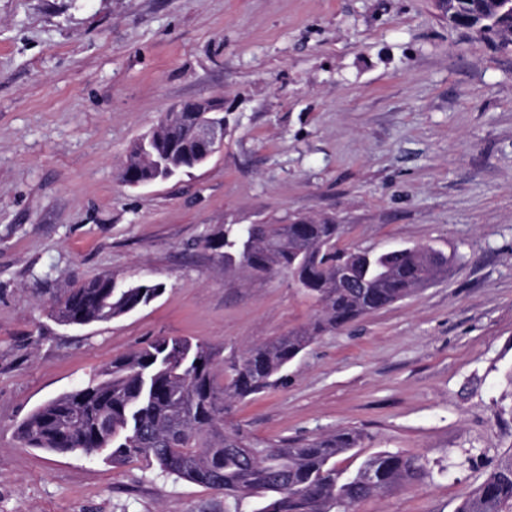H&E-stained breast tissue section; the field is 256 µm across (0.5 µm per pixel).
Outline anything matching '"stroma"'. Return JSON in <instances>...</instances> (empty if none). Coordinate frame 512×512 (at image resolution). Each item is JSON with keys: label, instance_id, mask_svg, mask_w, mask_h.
Wrapping results in <instances>:
<instances>
[{"label": "stroma", "instance_id": "stroma-1", "mask_svg": "<svg viewBox=\"0 0 512 512\" xmlns=\"http://www.w3.org/2000/svg\"><path fill=\"white\" fill-rule=\"evenodd\" d=\"M223 101L224 149L129 187L173 104ZM330 216L342 248L446 255L432 285L320 336L230 421L260 443L359 431L337 467L419 457L352 512H456L512 455V47L442 0H0V512H224L142 461L26 448L18 424L154 336L242 354L308 325L287 275L225 266L228 224ZM148 278V306L59 325L61 289Z\"/></svg>", "mask_w": 512, "mask_h": 512}]
</instances>
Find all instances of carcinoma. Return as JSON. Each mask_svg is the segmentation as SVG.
Wrapping results in <instances>:
<instances>
[{"label":"carcinoma","instance_id":"1","mask_svg":"<svg viewBox=\"0 0 512 512\" xmlns=\"http://www.w3.org/2000/svg\"><path fill=\"white\" fill-rule=\"evenodd\" d=\"M443 2L449 24L473 17L488 43L512 45V22L501 15L499 0ZM141 150L136 141L127 153L136 181L182 171L168 139L153 142L150 163L141 160ZM340 231L328 217L225 226L211 240L214 249L224 250V264L288 272L319 306L316 319L224 359L207 342L157 336L113 360L97 377L38 406L17 428L20 443L52 453L81 451L114 466L142 460L167 475L222 490L235 505L243 496L256 497L263 502L257 512H350L388 486L422 479L419 458L388 451L343 475L336 458L360 445L362 436L355 431L299 446H260L239 430L224 429L232 403L271 387L317 336L402 300L448 269L447 257L425 249H339ZM164 291L163 284L149 280L88 277L64 292L53 316L68 326L108 322L149 305ZM456 512H512V457L468 493Z\"/></svg>","mask_w":512,"mask_h":512}]
</instances>
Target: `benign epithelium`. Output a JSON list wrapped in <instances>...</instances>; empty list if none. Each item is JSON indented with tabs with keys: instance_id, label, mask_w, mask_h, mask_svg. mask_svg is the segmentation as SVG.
<instances>
[{
	"instance_id": "1",
	"label": "benign epithelium",
	"mask_w": 512,
	"mask_h": 512,
	"mask_svg": "<svg viewBox=\"0 0 512 512\" xmlns=\"http://www.w3.org/2000/svg\"><path fill=\"white\" fill-rule=\"evenodd\" d=\"M164 132L180 148L186 165L196 168L224 150V105L213 99L175 105L165 114L163 123L153 127L140 142L150 143Z\"/></svg>"
}]
</instances>
